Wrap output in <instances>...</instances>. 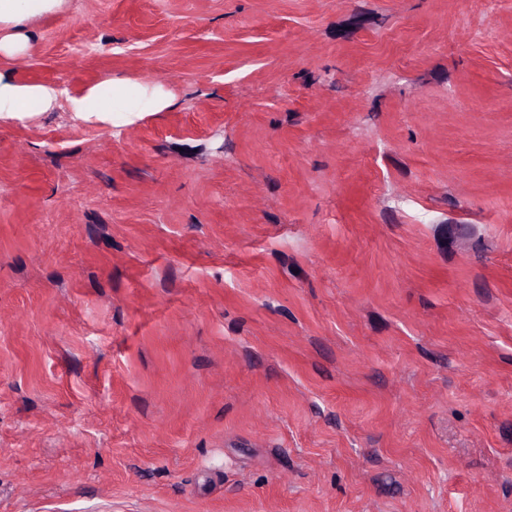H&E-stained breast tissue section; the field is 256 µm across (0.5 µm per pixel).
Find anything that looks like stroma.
Instances as JSON below:
<instances>
[{
	"label": "stroma",
	"mask_w": 512,
	"mask_h": 512,
	"mask_svg": "<svg viewBox=\"0 0 512 512\" xmlns=\"http://www.w3.org/2000/svg\"><path fill=\"white\" fill-rule=\"evenodd\" d=\"M0 73V512H512V0H64ZM66 96L71 112L87 121L132 120L142 112H161L171 100L159 92L149 96L140 87L131 88L119 81L94 85L71 95L52 83H19L0 73V118L22 120L29 114L45 111ZM142 101H145L142 104ZM114 114H118L114 116Z\"/></svg>",
	"instance_id": "obj_1"
}]
</instances>
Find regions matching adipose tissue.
<instances>
[{"label": "adipose tissue", "mask_w": 512, "mask_h": 512, "mask_svg": "<svg viewBox=\"0 0 512 512\" xmlns=\"http://www.w3.org/2000/svg\"><path fill=\"white\" fill-rule=\"evenodd\" d=\"M63 0H0V54L9 55L24 49L28 42L26 22L37 15L56 12ZM66 98L71 112L88 121L133 119L142 112H161L171 101L161 93H146L119 81L87 88L67 95L52 83H19L0 74V118L23 119L45 111L59 98Z\"/></svg>", "instance_id": "adipose-tissue-1"}]
</instances>
